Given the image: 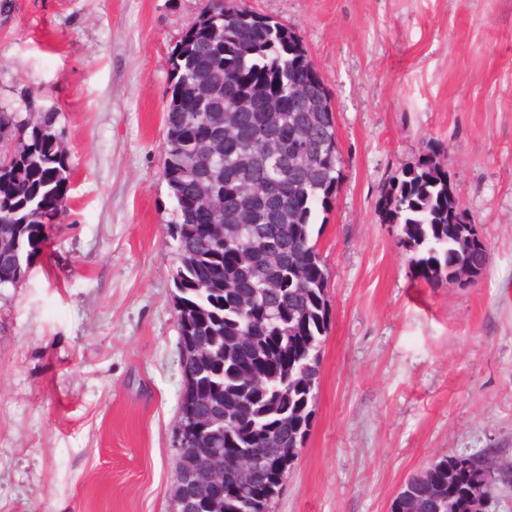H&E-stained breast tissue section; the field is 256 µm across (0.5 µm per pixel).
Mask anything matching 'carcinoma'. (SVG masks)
Masks as SVG:
<instances>
[{
    "mask_svg": "<svg viewBox=\"0 0 512 512\" xmlns=\"http://www.w3.org/2000/svg\"><path fill=\"white\" fill-rule=\"evenodd\" d=\"M163 177L176 201L169 237L179 265L177 324L184 390L174 512H273L310 430L327 274L312 233L341 181L324 82L295 32L238 0H210L169 59ZM31 93L0 103V288L27 275L61 224L71 176L59 113L30 118ZM387 219L427 283L471 264L441 155L402 170ZM512 465L486 449L445 455L398 493L390 512H479Z\"/></svg>",
    "mask_w": 512,
    "mask_h": 512,
    "instance_id": "cac0c4a2",
    "label": "carcinoma"
}]
</instances>
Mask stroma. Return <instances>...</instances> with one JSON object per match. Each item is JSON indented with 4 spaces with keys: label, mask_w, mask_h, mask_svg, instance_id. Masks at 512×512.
Segmentation results:
<instances>
[{
    "label": "stroma",
    "mask_w": 512,
    "mask_h": 512,
    "mask_svg": "<svg viewBox=\"0 0 512 512\" xmlns=\"http://www.w3.org/2000/svg\"><path fill=\"white\" fill-rule=\"evenodd\" d=\"M331 96L342 179L314 229L329 334L274 512H390L446 454L512 462V0H246ZM206 0H14L0 100L59 112L68 217L0 292V512H171L184 376L162 177L169 59ZM440 152L489 252L430 285L384 220Z\"/></svg>",
    "instance_id": "35a3bbf8"
}]
</instances>
